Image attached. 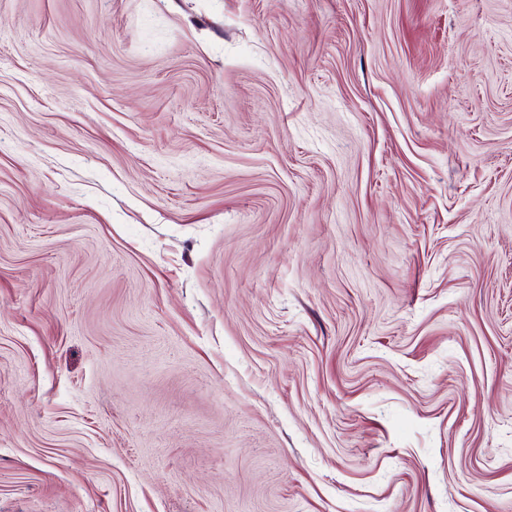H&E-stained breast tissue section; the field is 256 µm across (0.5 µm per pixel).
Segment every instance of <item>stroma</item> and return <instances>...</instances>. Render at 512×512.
Listing matches in <instances>:
<instances>
[{"mask_svg": "<svg viewBox=\"0 0 512 512\" xmlns=\"http://www.w3.org/2000/svg\"><path fill=\"white\" fill-rule=\"evenodd\" d=\"M0 512H512V0H0Z\"/></svg>", "mask_w": 512, "mask_h": 512, "instance_id": "stroma-1", "label": "stroma"}]
</instances>
